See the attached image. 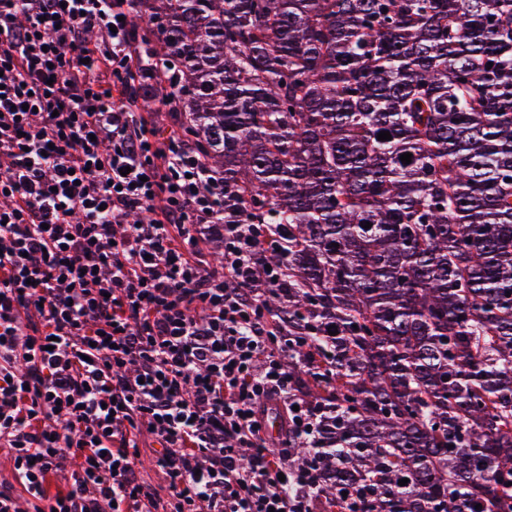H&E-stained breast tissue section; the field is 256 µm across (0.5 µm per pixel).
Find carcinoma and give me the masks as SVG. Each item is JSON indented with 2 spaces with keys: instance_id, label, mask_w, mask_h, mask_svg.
I'll use <instances>...</instances> for the list:
<instances>
[{
  "instance_id": "obj_1",
  "label": "carcinoma",
  "mask_w": 512,
  "mask_h": 512,
  "mask_svg": "<svg viewBox=\"0 0 512 512\" xmlns=\"http://www.w3.org/2000/svg\"><path fill=\"white\" fill-rule=\"evenodd\" d=\"M130 2L141 86L278 235L321 512H512V0Z\"/></svg>"
}]
</instances>
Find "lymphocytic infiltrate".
<instances>
[{"label": "lymphocytic infiltrate", "mask_w": 512, "mask_h": 512, "mask_svg": "<svg viewBox=\"0 0 512 512\" xmlns=\"http://www.w3.org/2000/svg\"><path fill=\"white\" fill-rule=\"evenodd\" d=\"M128 14L0 0V512H317L319 463L290 450L316 447L323 408L266 301L283 270H260L269 240L223 174L139 109ZM144 433L167 494L142 479Z\"/></svg>", "instance_id": "obj_1"}]
</instances>
